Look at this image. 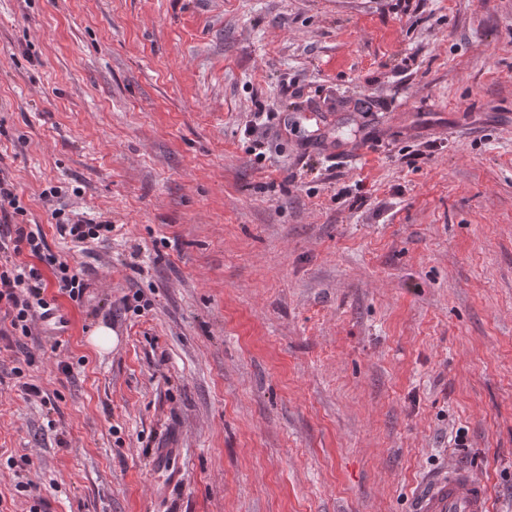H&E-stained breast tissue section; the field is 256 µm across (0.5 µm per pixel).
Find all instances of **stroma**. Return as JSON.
<instances>
[{
	"instance_id": "stroma-1",
	"label": "stroma",
	"mask_w": 512,
	"mask_h": 512,
	"mask_svg": "<svg viewBox=\"0 0 512 512\" xmlns=\"http://www.w3.org/2000/svg\"><path fill=\"white\" fill-rule=\"evenodd\" d=\"M0 168L87 284L0 316V512H512V0H0ZM57 195L58 191L54 188L42 192L43 201L51 210V216L56 220V229L61 237H68L76 244H84L90 239H99L100 235H104L103 232L112 233L113 225L110 220H86L73 211L66 213L63 207H55L54 198H57ZM152 468L161 473L167 484H176L183 480L180 448H158L152 460ZM489 508L484 480L470 467L453 463L420 487L412 512H490Z\"/></svg>"
}]
</instances>
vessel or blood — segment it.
I'll use <instances>...</instances> for the list:
<instances>
[{
    "label": "vessel or blood",
    "instance_id": "vessel-or-blood-1",
    "mask_svg": "<svg viewBox=\"0 0 512 512\" xmlns=\"http://www.w3.org/2000/svg\"><path fill=\"white\" fill-rule=\"evenodd\" d=\"M152 468L166 482L183 479L179 449L161 448ZM412 512H489V491L484 480L470 467L454 463L434 473L418 490Z\"/></svg>",
    "mask_w": 512,
    "mask_h": 512
}]
</instances>
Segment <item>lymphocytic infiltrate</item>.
I'll return each mask as SVG.
<instances>
[{"label":"lymphocytic infiltrate","mask_w":512,"mask_h":512,"mask_svg":"<svg viewBox=\"0 0 512 512\" xmlns=\"http://www.w3.org/2000/svg\"><path fill=\"white\" fill-rule=\"evenodd\" d=\"M56 189L43 191L42 198L51 208L60 236L71 242L83 244L111 232V221L84 219L74 212H65L55 206ZM15 187L9 175L0 169V306L4 307L13 329L28 333L34 314L49 315L53 308L46 297L47 283L44 273L52 271L60 292L76 298L82 296L86 284L80 272L67 260L51 253L41 232L18 223L24 215ZM29 252L30 261H22V252Z\"/></svg>","instance_id":"lymphocytic-infiltrate-1"}]
</instances>
